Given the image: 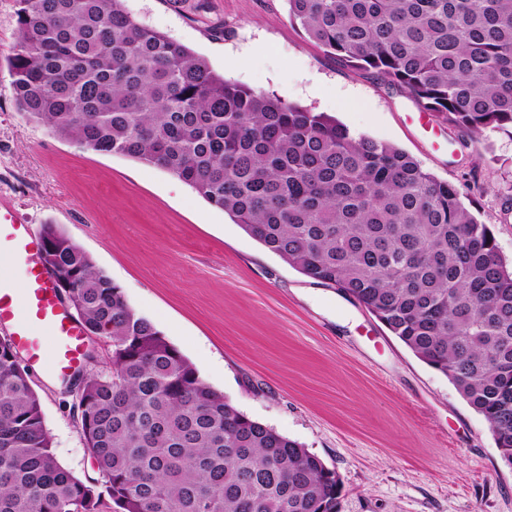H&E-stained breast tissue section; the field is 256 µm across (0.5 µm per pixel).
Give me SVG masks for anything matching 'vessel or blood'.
<instances>
[{"instance_id": "vessel-or-blood-1", "label": "vessel or blood", "mask_w": 512, "mask_h": 512, "mask_svg": "<svg viewBox=\"0 0 512 512\" xmlns=\"http://www.w3.org/2000/svg\"><path fill=\"white\" fill-rule=\"evenodd\" d=\"M41 241L16 211L0 209V324H10L15 345L34 365L50 362L62 377L75 374L86 337L61 297L53 275L40 261ZM24 273V292L11 279Z\"/></svg>"}]
</instances>
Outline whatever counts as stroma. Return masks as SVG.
<instances>
[{"mask_svg": "<svg viewBox=\"0 0 512 512\" xmlns=\"http://www.w3.org/2000/svg\"><path fill=\"white\" fill-rule=\"evenodd\" d=\"M124 5L226 78L407 152L466 193L512 262V134L462 142L419 122L406 94L310 41L286 0ZM17 10L0 0V203L34 232L57 225L204 383L334 469L336 512H512V468L483 418L352 297L293 269L173 174L78 148L18 111ZM29 376L59 463L99 480L75 386L45 366Z\"/></svg>", "mask_w": 512, "mask_h": 512, "instance_id": "stroma-1", "label": "stroma"}]
</instances>
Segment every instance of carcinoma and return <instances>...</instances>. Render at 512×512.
I'll return each instance as SVG.
<instances>
[{"mask_svg": "<svg viewBox=\"0 0 512 512\" xmlns=\"http://www.w3.org/2000/svg\"><path fill=\"white\" fill-rule=\"evenodd\" d=\"M337 61L405 92L463 137L512 130V0H287ZM19 111L61 139L169 171L301 274L340 288L489 425L512 465V266L459 190L323 112L241 85L123 0H18ZM42 241L112 371L81 379L102 485L57 460L28 373L0 349V512H335L340 479L254 421L89 254Z\"/></svg>", "mask_w": 512, "mask_h": 512, "instance_id": "carcinoma-1", "label": "carcinoma"}]
</instances>
